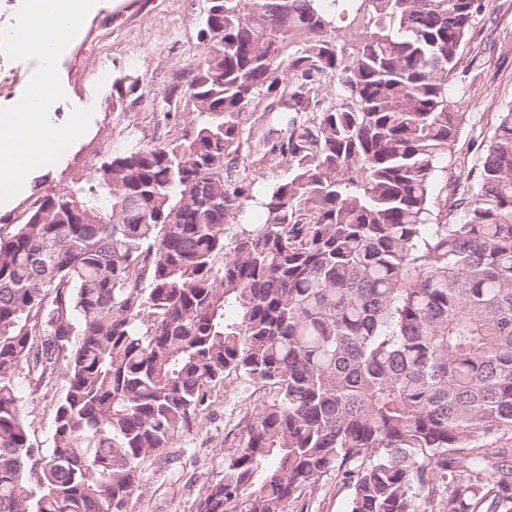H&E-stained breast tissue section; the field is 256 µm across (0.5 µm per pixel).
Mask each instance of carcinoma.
<instances>
[{
    "label": "carcinoma",
    "instance_id": "carcinoma-1",
    "mask_svg": "<svg viewBox=\"0 0 512 512\" xmlns=\"http://www.w3.org/2000/svg\"><path fill=\"white\" fill-rule=\"evenodd\" d=\"M353 5L345 48L321 0H211L195 122L3 218L0 512H129L236 381L197 512H512V107L477 174L448 165L484 0ZM24 371L66 382L49 448ZM349 494L347 491H341L335 496H327L309 501L306 506L308 512H348Z\"/></svg>",
    "mask_w": 512,
    "mask_h": 512
}]
</instances>
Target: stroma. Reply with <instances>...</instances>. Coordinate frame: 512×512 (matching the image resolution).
Instances as JSON below:
<instances>
[{"label": "stroma", "instance_id": "stroma-1", "mask_svg": "<svg viewBox=\"0 0 512 512\" xmlns=\"http://www.w3.org/2000/svg\"><path fill=\"white\" fill-rule=\"evenodd\" d=\"M206 7V0H97L58 68L65 98L55 104L61 118L76 108L91 109L89 131L67 160L66 174H44L38 192L62 189L66 177L91 171L109 153L167 141L168 128L159 120L162 109L179 112L183 123L193 121V113L184 111L170 91L186 88L190 64L204 57L200 29ZM461 63L478 71L472 84L448 85L453 111L469 116L452 159L453 170L465 173L495 113L512 106V0H486ZM36 67V61H13L0 51V107L22 97ZM130 71L143 77L147 92L138 100L114 104L112 82ZM16 386L32 423L34 447H49L65 381H56L45 396L32 393L29 376L19 375ZM244 392L237 382L218 391L185 450L175 454L168 468L151 474L144 494L133 497L132 512H197L200 487L224 468V403L239 400Z\"/></svg>", "mask_w": 512, "mask_h": 512}]
</instances>
